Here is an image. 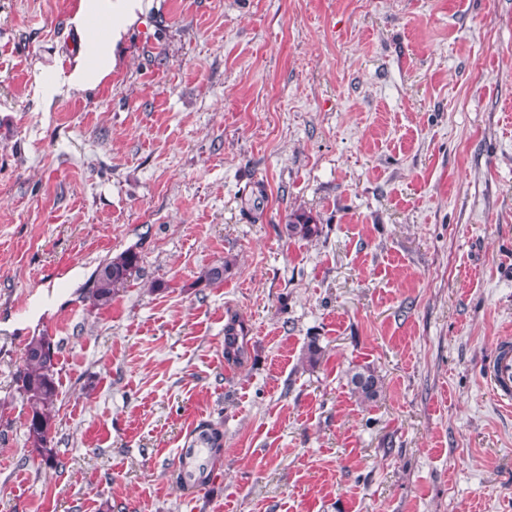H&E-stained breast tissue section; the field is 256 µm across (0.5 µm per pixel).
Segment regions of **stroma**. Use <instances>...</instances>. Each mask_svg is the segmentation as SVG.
Wrapping results in <instances>:
<instances>
[{"label":"stroma","mask_w":512,"mask_h":512,"mask_svg":"<svg viewBox=\"0 0 512 512\" xmlns=\"http://www.w3.org/2000/svg\"><path fill=\"white\" fill-rule=\"evenodd\" d=\"M79 2L0 0V512H512V0H143L111 75L45 98ZM195 425L224 447L188 495ZM286 231L289 237L307 240L318 235L319 225L310 213L293 212L288 215ZM140 256L133 250H126L113 256L97 270L90 299L96 307L109 306L116 288L123 285L138 268ZM56 347L49 336H33L26 345L23 363L17 372L19 387L29 404L25 427L35 452L53 461L56 458L51 444L58 397L56 380ZM486 378L491 385L498 402L512 406V340L497 342L494 353L485 367ZM350 382L353 390L363 402H374L379 396L380 380L373 371L366 369L352 374Z\"/></svg>","instance_id":"35a3bbf8"}]
</instances>
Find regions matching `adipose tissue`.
<instances>
[{"mask_svg":"<svg viewBox=\"0 0 512 512\" xmlns=\"http://www.w3.org/2000/svg\"><path fill=\"white\" fill-rule=\"evenodd\" d=\"M139 7L140 0H122L118 5L113 0H81L74 21L85 32L83 49L70 72L63 74L64 83L79 90L96 86L111 75L114 45Z\"/></svg>","mask_w":512,"mask_h":512,"instance_id":"1","label":"adipose tissue"}]
</instances>
